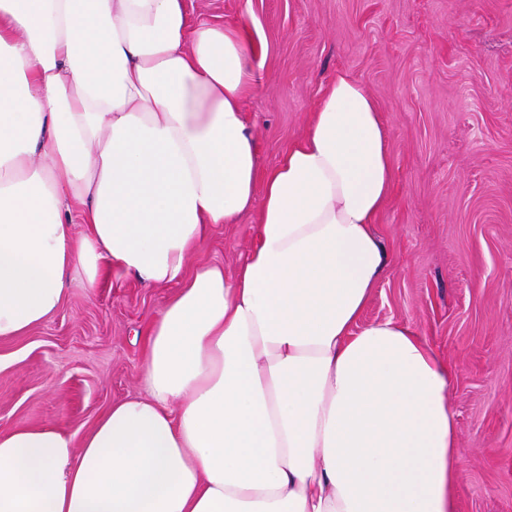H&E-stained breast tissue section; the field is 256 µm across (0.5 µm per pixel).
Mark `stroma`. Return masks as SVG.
I'll list each match as a JSON object with an SVG mask.
<instances>
[{
	"mask_svg": "<svg viewBox=\"0 0 512 512\" xmlns=\"http://www.w3.org/2000/svg\"><path fill=\"white\" fill-rule=\"evenodd\" d=\"M192 16L247 22L256 90L244 116L259 174L305 133L338 72L374 96L394 174L375 229L389 257L362 323L415 327L456 369L465 472L457 512H512V0H188ZM254 215L214 226L189 268L233 273ZM176 285L108 273L72 289L28 334L0 340V432L56 428L74 442L139 393L148 330Z\"/></svg>",
	"mask_w": 512,
	"mask_h": 512,
	"instance_id": "35a3bbf8",
	"label": "stroma"
}]
</instances>
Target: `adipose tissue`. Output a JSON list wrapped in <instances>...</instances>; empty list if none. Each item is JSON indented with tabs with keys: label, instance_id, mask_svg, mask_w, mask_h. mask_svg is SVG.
<instances>
[{
	"label": "adipose tissue",
	"instance_id": "1",
	"mask_svg": "<svg viewBox=\"0 0 512 512\" xmlns=\"http://www.w3.org/2000/svg\"><path fill=\"white\" fill-rule=\"evenodd\" d=\"M256 80L246 24L186 0H0V339L109 270L180 285L140 393L81 443L0 433V512H456L452 366L409 324L359 323L387 265L378 105L337 73L262 176ZM251 211L234 274H186Z\"/></svg>",
	"mask_w": 512,
	"mask_h": 512
}]
</instances>
